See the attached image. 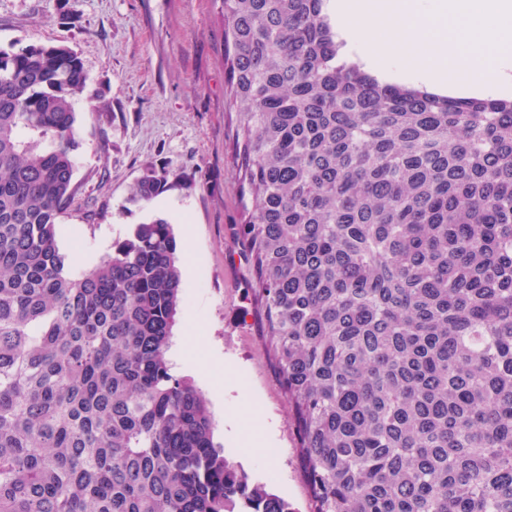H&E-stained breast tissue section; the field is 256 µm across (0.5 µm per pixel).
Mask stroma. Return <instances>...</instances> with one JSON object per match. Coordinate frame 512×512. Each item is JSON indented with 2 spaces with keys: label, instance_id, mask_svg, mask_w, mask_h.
Returning a JSON list of instances; mask_svg holds the SVG:
<instances>
[{
  "label": "stroma",
  "instance_id": "35a3bbf8",
  "mask_svg": "<svg viewBox=\"0 0 512 512\" xmlns=\"http://www.w3.org/2000/svg\"><path fill=\"white\" fill-rule=\"evenodd\" d=\"M72 48L87 75L75 105L76 195L57 225L73 272L103 258L136 225L161 218L180 252V311L174 336H195L187 359L215 368L195 379L215 421L214 438L251 480L307 512L294 450L292 410L270 367L247 298L251 272L235 234L242 220L240 162L224 110L223 0H0V50L32 44ZM112 107L94 111L97 94ZM167 182L150 201L132 198L154 170ZM252 410L240 430L228 421ZM269 429L263 454L245 459L238 435L255 420Z\"/></svg>",
  "mask_w": 512,
  "mask_h": 512
}]
</instances>
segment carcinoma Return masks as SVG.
<instances>
[{
	"label": "carcinoma",
	"instance_id": "obj_1",
	"mask_svg": "<svg viewBox=\"0 0 512 512\" xmlns=\"http://www.w3.org/2000/svg\"><path fill=\"white\" fill-rule=\"evenodd\" d=\"M223 2L237 236L308 512H512V99L380 80L327 0ZM86 82L66 46L0 50V512H293L171 373V225L80 274L59 251Z\"/></svg>",
	"mask_w": 512,
	"mask_h": 512
}]
</instances>
